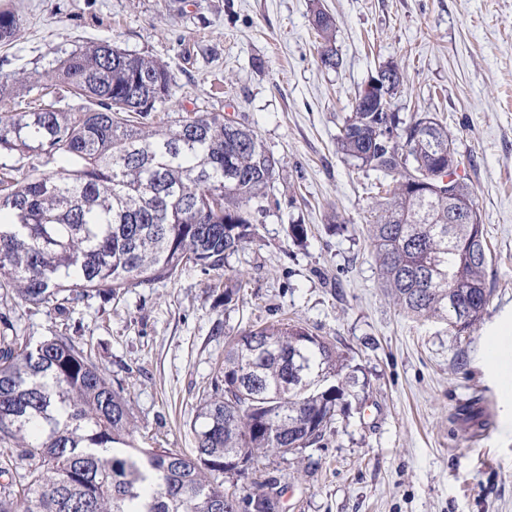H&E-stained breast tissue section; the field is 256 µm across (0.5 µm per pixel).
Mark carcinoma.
I'll return each instance as SVG.
<instances>
[{
	"label": "carcinoma",
	"mask_w": 512,
	"mask_h": 512,
	"mask_svg": "<svg viewBox=\"0 0 512 512\" xmlns=\"http://www.w3.org/2000/svg\"><path fill=\"white\" fill-rule=\"evenodd\" d=\"M321 65H339L336 25L313 11ZM19 18L0 12V42ZM45 95L24 112H0V154L38 159L0 174V291L62 315L90 297L187 269L222 273L254 239L276 179L253 130L218 112L159 116L171 97L167 65L108 41L71 51L42 75ZM29 83L0 79V99ZM80 101L66 108L67 97ZM364 172L391 178L369 237L383 286L400 309L443 321L460 336L483 318L492 255L448 128L425 113L406 121L356 93L336 138ZM471 208L456 212L457 201ZM246 287L224 277V303ZM0 512H279L259 484L241 494L215 483L243 455L242 477L263 459L319 445L355 399L357 369L322 336L288 322L254 325L231 339L218 368L224 387L203 400L191 456L137 438L130 407L70 334L36 343L0 315Z\"/></svg>",
	"instance_id": "cac0c4a2"
}]
</instances>
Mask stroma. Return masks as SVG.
<instances>
[{
	"label": "stroma",
	"instance_id": "obj_1",
	"mask_svg": "<svg viewBox=\"0 0 512 512\" xmlns=\"http://www.w3.org/2000/svg\"><path fill=\"white\" fill-rule=\"evenodd\" d=\"M335 20L336 70L321 67L315 9ZM20 31L0 44V75L39 78L57 56L108 40L166 64L171 115L220 112L279 161L253 242L222 277L191 269L70 315L0 304L19 335L78 332L126 398L138 436L192 454L225 344L288 318L326 337L369 382L364 408L338 416L321 446L269 456L239 492L273 479L279 512H512V390L489 359L512 355V0H0ZM405 82L402 117L447 124L491 243L490 303L469 333L400 311L368 238L374 172L336 151L352 101L380 65ZM308 228L292 241L289 224Z\"/></svg>",
	"mask_w": 512,
	"mask_h": 512
}]
</instances>
